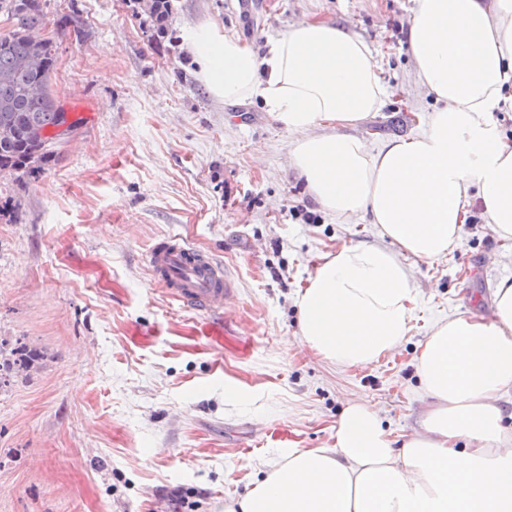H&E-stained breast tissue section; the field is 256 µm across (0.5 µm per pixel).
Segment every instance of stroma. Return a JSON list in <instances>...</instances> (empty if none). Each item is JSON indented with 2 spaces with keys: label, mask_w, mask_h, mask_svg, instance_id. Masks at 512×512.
<instances>
[{
  "label": "stroma",
  "mask_w": 512,
  "mask_h": 512,
  "mask_svg": "<svg viewBox=\"0 0 512 512\" xmlns=\"http://www.w3.org/2000/svg\"><path fill=\"white\" fill-rule=\"evenodd\" d=\"M52 94L81 127L44 170L0 175V338L38 362L0 389V512H164L163 495L204 491L224 512L288 450L326 448L347 400L374 405L395 443L417 427L415 358L430 329L489 316L512 280V241L472 206L459 245L407 257L417 286L402 346L343 368L299 341L296 300L317 258L381 243L304 190L290 138L258 102L216 99L183 48L208 21L254 50L317 17L377 52L389 102L357 128L373 147L417 135L435 107L413 77L416 0H173L157 36L133 0H43ZM77 16L80 31L60 29ZM177 235L220 261L238 298L225 314L182 308L146 263Z\"/></svg>",
  "instance_id": "stroma-1"
}]
</instances>
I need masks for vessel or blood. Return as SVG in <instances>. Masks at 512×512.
<instances>
[{
  "label": "vessel or blood",
  "mask_w": 512,
  "mask_h": 512,
  "mask_svg": "<svg viewBox=\"0 0 512 512\" xmlns=\"http://www.w3.org/2000/svg\"><path fill=\"white\" fill-rule=\"evenodd\" d=\"M147 263L156 281L185 308L217 315L237 296L233 275L180 238L157 241L147 253Z\"/></svg>",
  "instance_id": "obj_1"
}]
</instances>
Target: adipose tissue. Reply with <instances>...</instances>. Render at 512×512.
<instances>
[{"label":"adipose tissue","instance_id":"obj_1","mask_svg":"<svg viewBox=\"0 0 512 512\" xmlns=\"http://www.w3.org/2000/svg\"><path fill=\"white\" fill-rule=\"evenodd\" d=\"M417 81L437 104L417 135L372 148L352 135L387 90L358 35L306 19L254 51L210 23L186 49L218 99L260 102L291 138L304 188L342 221L370 215L381 245H342L297 299L299 337L341 367L377 361L410 330L416 286L405 257L457 246L472 200L512 239V138L494 111L512 101V0H418L408 28ZM416 372L419 425L394 447L377 409L343 410L329 448L292 450L224 512H512V281L490 318L437 323Z\"/></svg>","mask_w":512,"mask_h":512}]
</instances>
